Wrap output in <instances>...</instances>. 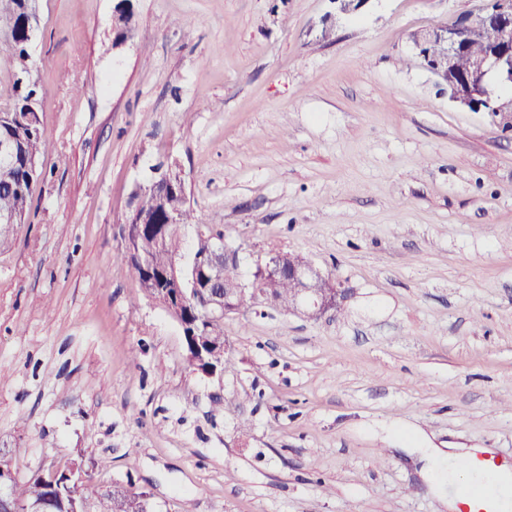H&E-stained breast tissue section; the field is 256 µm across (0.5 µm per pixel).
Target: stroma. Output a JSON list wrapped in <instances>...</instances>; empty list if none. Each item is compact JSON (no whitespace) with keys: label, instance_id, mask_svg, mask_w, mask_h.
<instances>
[{"label":"stroma","instance_id":"35a3bbf8","mask_svg":"<svg viewBox=\"0 0 512 512\" xmlns=\"http://www.w3.org/2000/svg\"><path fill=\"white\" fill-rule=\"evenodd\" d=\"M132 2L121 47L113 0L40 2L51 149L0 245L16 475L92 459L93 484L160 512H448L419 434L512 462V134L452 103L408 37L484 0H373L328 34L329 0ZM167 161L242 275L302 254L341 310L227 315L234 369L192 372L122 258L131 195ZM118 23L123 26L120 28ZM122 29H126L124 34L121 33ZM112 30L114 33V41L118 46H123L132 39L134 14L131 0H115L112 9Z\"/></svg>","mask_w":512,"mask_h":512}]
</instances>
